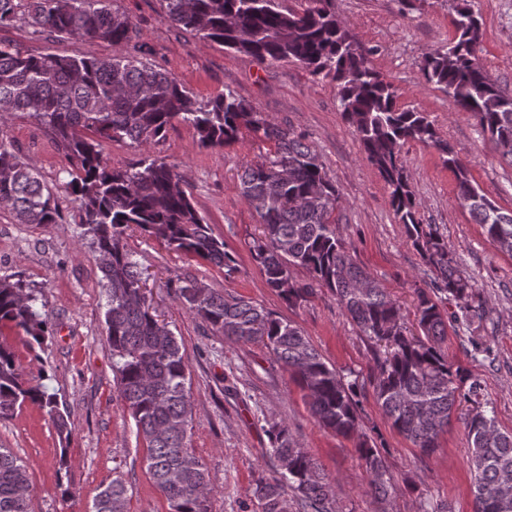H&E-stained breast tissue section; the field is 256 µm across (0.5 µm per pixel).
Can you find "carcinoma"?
Segmentation results:
<instances>
[{"instance_id":"carcinoma-1","label":"carcinoma","mask_w":512,"mask_h":512,"mask_svg":"<svg viewBox=\"0 0 512 512\" xmlns=\"http://www.w3.org/2000/svg\"><path fill=\"white\" fill-rule=\"evenodd\" d=\"M164 19L203 40L261 61H293L314 77L336 83L342 118L360 140L369 163L389 190L390 202L408 238L433 274L432 291L417 290L414 316L421 334L405 326L400 306L344 250L336 236L341 194L305 137L279 125L239 99L232 90L196 98L168 71L141 58L136 25L112 0H0V28L21 22L46 37H76L126 46L120 58L23 54L0 40V119L23 113L44 126L68 160L67 189L75 203L81 237L98 255L105 290V333L112 350L120 397L146 447L154 484L169 512H209L207 469L189 445L192 416L189 371L182 345L147 304V277L128 248L132 227L168 249L237 273L224 239L213 235L183 189L176 167L146 156L130 168H115L101 142L128 139L139 145L164 138L173 122L193 128L202 148L236 142L247 129L270 149L246 165L240 193L258 214L261 235L250 246L266 285L288 305L307 301L314 286L328 289L374 353L376 402L392 428L425 455L439 447L462 402L474 404L465 428L473 475L474 512H512V432L502 430L493 410L480 406L481 384L453 368L439 348L448 322L467 327L488 320L473 300L474 284L460 269L437 224L418 217L401 154L408 141L435 147L454 170L457 201L484 227L500 251L512 255V211L503 212L474 186L451 144L434 121L398 104L393 84L372 64L366 47L341 21L334 0H311L302 11L279 0H161ZM455 51L436 49L420 63L423 82L468 112L512 163V95L490 77L474 54L481 17L472 0H457L452 16ZM19 224H56L60 213L41 176L13 150L0 130V203ZM305 269L311 282L293 279ZM185 309L213 330L242 344H259L294 377L318 424L356 440L369 489L387 498V478L377 438L360 427L358 380L346 381L329 366L295 323L242 297L226 296L196 279L178 280ZM455 302L453 315L441 307ZM40 291L24 281L0 278V328H18L41 346L49 336ZM31 402L45 410L60 440L69 442L68 414L57 394L32 384L10 347L0 342V419ZM269 452L285 463L272 483L255 493L263 512H335L334 494L318 465L297 447L282 422H267ZM125 483L115 478L93 500L90 512H125ZM27 466L0 448V512H30Z\"/></svg>"}]
</instances>
